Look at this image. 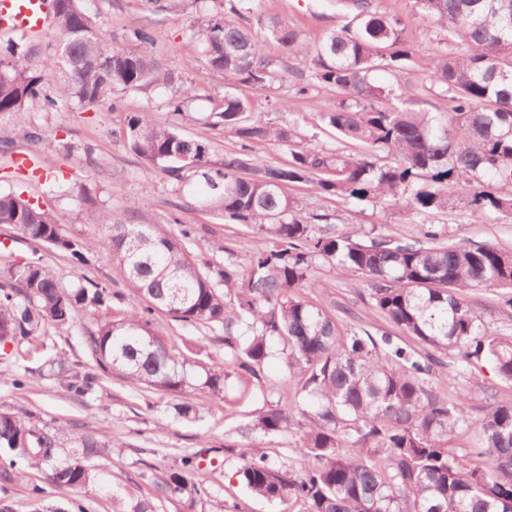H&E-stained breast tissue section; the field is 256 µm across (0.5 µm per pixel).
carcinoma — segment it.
<instances>
[{
    "label": "carcinoma",
    "instance_id": "cac0c4a2",
    "mask_svg": "<svg viewBox=\"0 0 512 512\" xmlns=\"http://www.w3.org/2000/svg\"><path fill=\"white\" fill-rule=\"evenodd\" d=\"M81 2H52L57 37L42 69L30 66L27 37L0 43V113L18 116L36 101L49 111L73 101L107 103L115 111L120 94L171 78L153 53L160 38L154 27L130 28L118 43ZM213 2L216 13L194 20L190 31L214 74L259 90L288 74L302 93L317 84L335 88L336 108L319 116L338 139L360 143L365 152L303 148L291 151L286 165L270 164L253 155L254 145L290 146L293 125L266 122L247 99L226 92L214 126L232 135L238 148L215 167L204 142L156 124L147 111L131 113L124 140L145 168L174 178L192 172L208 190L203 208L218 211L226 224L267 235L273 248L251 256L242 272L232 264L201 267L189 252L190 226L175 236L157 224H125L110 212H90L89 222L108 229L101 246L146 305L99 323L86 337L94 371L74 374L59 355L44 365L79 398L112 373L176 395L187 385L184 360L164 340L154 313L222 329L225 353L242 375L257 380L271 356L268 340L277 338L288 349V366L305 371L297 405L298 467L285 474L263 455L243 454L241 476L253 495L300 503L304 512H512V404L495 407L478 423L484 461L472 468L447 448L448 438L470 425L466 399L445 401L430 384L448 354L464 371L488 365L512 384V340L492 334L467 303L475 290H512V249L448 243L431 227L414 242L332 234L317 227L329 215L306 211L286 191L290 184H308L327 198L390 202L417 218L468 197L474 221L511 220L512 0H412L413 18L445 32L447 50L427 57L418 55L403 19L377 10L373 0H346L356 24L314 47L282 19L257 14L258 29L243 25L254 0H228L227 9ZM270 41L285 57L304 62L310 74L275 63L265 53ZM414 62L448 97L449 111L415 110L399 83L371 78L377 69L396 77ZM382 154L395 162L379 163ZM486 176L501 188L485 186ZM0 224L56 248L76 266L88 264L96 248L63 236L49 210L19 195H0ZM315 257L338 276L362 274L373 306L425 345V356L386 334L377 339L365 329L343 330L297 296L298 288H321L308 276ZM0 277L3 345L65 326L81 309L93 315L114 298L95 283L68 292L37 262L10 266ZM291 426L290 412L277 405L243 432L280 437ZM111 446L105 431L82 433L62 457L53 428L0 409V483L14 481L16 466L27 461L46 466L52 485L81 489L94 480L87 460ZM189 487L179 470L157 489L168 495Z\"/></svg>",
    "mask_w": 512,
    "mask_h": 512
}]
</instances>
